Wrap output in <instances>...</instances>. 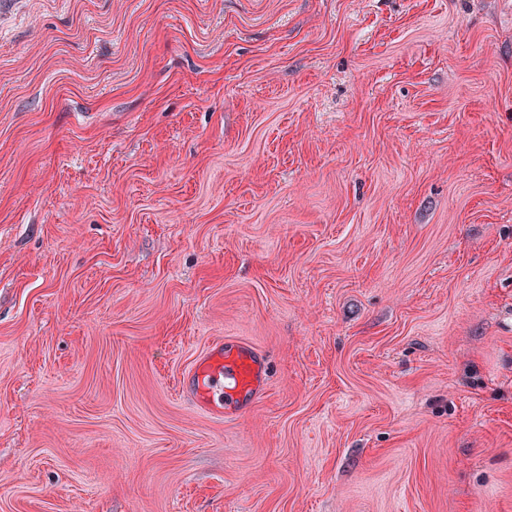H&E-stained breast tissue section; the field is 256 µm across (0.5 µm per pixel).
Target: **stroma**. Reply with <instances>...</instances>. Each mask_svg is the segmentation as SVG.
<instances>
[{"label":"stroma","instance_id":"obj_1","mask_svg":"<svg viewBox=\"0 0 512 512\" xmlns=\"http://www.w3.org/2000/svg\"><path fill=\"white\" fill-rule=\"evenodd\" d=\"M0 512H512V0H0ZM267 366L252 346L214 343L195 360L190 378L197 406L213 418L234 416L246 397H257L265 388Z\"/></svg>","mask_w":512,"mask_h":512}]
</instances>
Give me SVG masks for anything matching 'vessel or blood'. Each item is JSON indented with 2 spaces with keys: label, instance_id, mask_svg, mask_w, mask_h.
Here are the masks:
<instances>
[{
  "label": "vessel or blood",
  "instance_id": "vessel-or-blood-1",
  "mask_svg": "<svg viewBox=\"0 0 512 512\" xmlns=\"http://www.w3.org/2000/svg\"><path fill=\"white\" fill-rule=\"evenodd\" d=\"M266 363L252 346L214 343L195 360L190 378L197 406L221 419L241 412L244 400L265 387Z\"/></svg>",
  "mask_w": 512,
  "mask_h": 512
}]
</instances>
